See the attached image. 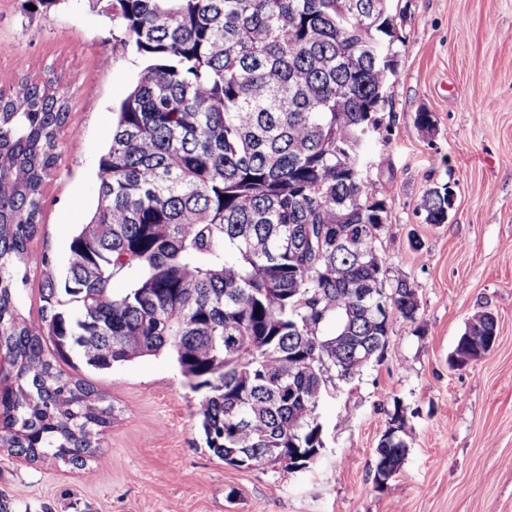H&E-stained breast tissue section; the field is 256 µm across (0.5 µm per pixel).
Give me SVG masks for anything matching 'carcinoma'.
<instances>
[{
	"instance_id": "cac0c4a2",
	"label": "carcinoma",
	"mask_w": 512,
	"mask_h": 512,
	"mask_svg": "<svg viewBox=\"0 0 512 512\" xmlns=\"http://www.w3.org/2000/svg\"><path fill=\"white\" fill-rule=\"evenodd\" d=\"M375 0H112V20L145 62L115 112L99 163L98 205L48 279L49 315L18 314L27 245L58 154L70 87L56 79L0 92V447L84 467L112 406L62 364L98 370L162 350L201 393L207 447L240 467L323 450L321 410L385 349L395 321H416L413 287L387 288L383 320L359 290L386 277L376 247L389 208L356 175L364 128L389 102L374 56L395 64L391 9ZM355 9L366 25L341 14ZM326 188L328 201L312 195ZM432 189L425 221L448 218ZM133 273L115 294L112 278ZM54 352L45 356L43 342ZM497 320L475 314L450 356L491 351ZM396 410L375 454L394 477L408 453Z\"/></svg>"
}]
</instances>
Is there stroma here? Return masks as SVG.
Here are the masks:
<instances>
[{
    "label": "stroma",
    "mask_w": 512,
    "mask_h": 512,
    "mask_svg": "<svg viewBox=\"0 0 512 512\" xmlns=\"http://www.w3.org/2000/svg\"><path fill=\"white\" fill-rule=\"evenodd\" d=\"M393 6L405 19L367 178L389 206L377 243L389 278L414 287L419 311L325 400L318 464L289 474L224 463L171 352L109 370L75 356L69 373L114 408L97 456L82 469L20 465L0 448V512H512V0ZM124 40L109 0H0V90L55 77L72 91L28 245V322H41L45 278L64 271L75 228L96 208L112 110L141 68ZM420 112L432 130L416 127ZM444 184L454 206L445 223H426L424 199ZM485 310L497 318V345L451 367L458 337ZM397 409L408 453L380 488L375 448Z\"/></svg>",
    "instance_id": "obj_1"
}]
</instances>
